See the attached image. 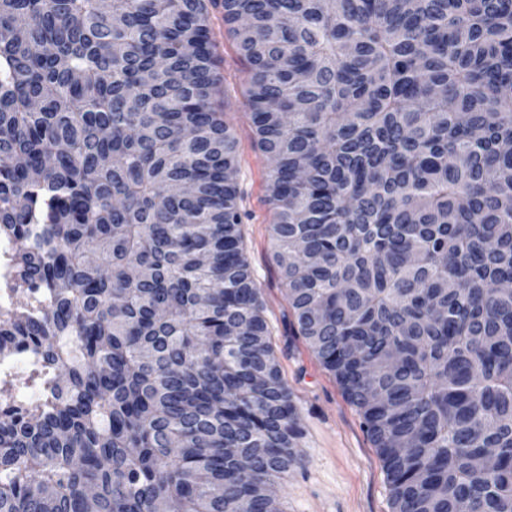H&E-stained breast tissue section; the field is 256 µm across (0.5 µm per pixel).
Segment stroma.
Segmentation results:
<instances>
[{
  "mask_svg": "<svg viewBox=\"0 0 512 512\" xmlns=\"http://www.w3.org/2000/svg\"><path fill=\"white\" fill-rule=\"evenodd\" d=\"M209 10L210 38L221 78L219 101L228 103L241 154L239 190L249 215L242 226L247 255L262 288L272 343L281 372L298 409L303 467L290 472L278 488L284 512H391L383 462L361 426L354 406L334 375L292 332L285 290L271 258L267 202V165L253 143L245 114V73L236 48L224 32L220 5Z\"/></svg>",
  "mask_w": 512,
  "mask_h": 512,
  "instance_id": "1",
  "label": "stroma"
}]
</instances>
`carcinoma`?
Wrapping results in <instances>:
<instances>
[{
    "instance_id": "cac0c4a2",
    "label": "carcinoma",
    "mask_w": 512,
    "mask_h": 512,
    "mask_svg": "<svg viewBox=\"0 0 512 512\" xmlns=\"http://www.w3.org/2000/svg\"><path fill=\"white\" fill-rule=\"evenodd\" d=\"M207 2L0 0V354L51 381L0 387V512H282L302 464ZM221 5L295 335L392 512H512V0ZM11 248V242L0 239V314L9 312L16 303L12 288L7 287L11 273L8 262ZM37 360L35 352L25 347H18L7 356L0 355V381L17 379L20 375L28 373Z\"/></svg>"
}]
</instances>
